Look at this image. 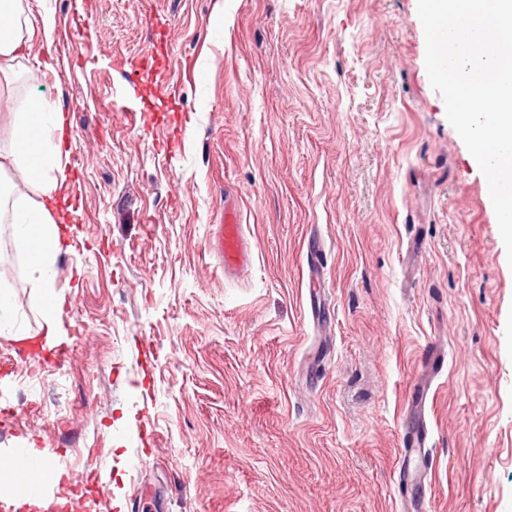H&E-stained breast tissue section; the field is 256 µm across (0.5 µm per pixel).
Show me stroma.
<instances>
[{
	"label": "stroma",
	"mask_w": 512,
	"mask_h": 512,
	"mask_svg": "<svg viewBox=\"0 0 512 512\" xmlns=\"http://www.w3.org/2000/svg\"><path fill=\"white\" fill-rule=\"evenodd\" d=\"M27 3L59 54L34 47L0 86V145L45 99L84 167L55 266L71 357L15 383L0 448L65 458L71 512H401L407 403L440 344L425 506L512 512V265L418 0ZM153 50L159 68L128 69ZM228 193L255 245L237 280L211 249ZM4 264L38 333L0 223Z\"/></svg>",
	"instance_id": "35a3bbf8"
}]
</instances>
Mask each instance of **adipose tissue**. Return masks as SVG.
<instances>
[{
    "instance_id": "ef3b65f1",
    "label": "adipose tissue",
    "mask_w": 512,
    "mask_h": 512,
    "mask_svg": "<svg viewBox=\"0 0 512 512\" xmlns=\"http://www.w3.org/2000/svg\"><path fill=\"white\" fill-rule=\"evenodd\" d=\"M33 25L24 0H0V83L11 82L18 60L32 49ZM70 120L44 100H27L15 116L7 166L23 175L25 192L0 200V223L13 226L17 247L27 257L26 279L36 290L45 336H52L64 316L55 290V263L63 247L65 218L54 204L74 193L64 166L62 139Z\"/></svg>"
}]
</instances>
